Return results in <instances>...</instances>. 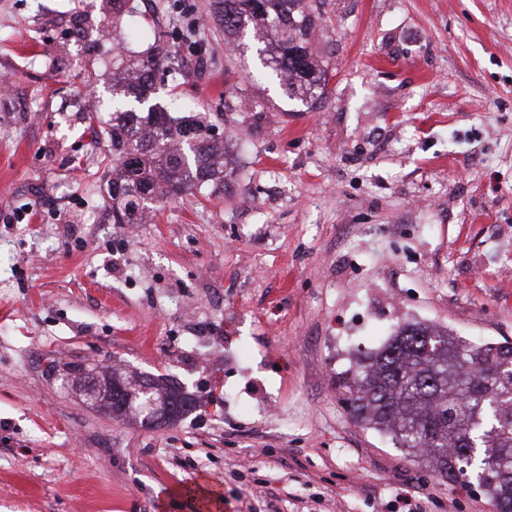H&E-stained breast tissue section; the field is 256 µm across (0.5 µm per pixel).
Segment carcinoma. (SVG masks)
Masks as SVG:
<instances>
[{"mask_svg":"<svg viewBox=\"0 0 512 512\" xmlns=\"http://www.w3.org/2000/svg\"><path fill=\"white\" fill-rule=\"evenodd\" d=\"M213 0L232 42L251 31L263 43L261 64L286 77L289 97L316 101L330 82L313 40L320 18L313 0ZM164 39L138 57L112 55V110L101 132L112 153V223L142 224L159 205L208 188L224 192V138L200 112L174 116L150 102L155 72L171 53ZM341 387L353 416L397 448L437 465L448 481L453 458L476 449L478 488L512 512V345L466 343L448 329L404 324L345 372ZM183 416L188 395L161 388Z\"/></svg>","mask_w":512,"mask_h":512,"instance_id":"cac0c4a2","label":"carcinoma"}]
</instances>
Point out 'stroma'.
<instances>
[{"label": "stroma", "instance_id": "35a3bbf8", "mask_svg": "<svg viewBox=\"0 0 512 512\" xmlns=\"http://www.w3.org/2000/svg\"><path fill=\"white\" fill-rule=\"evenodd\" d=\"M0 0V512H496L355 421L339 380L397 326L512 343V0H325L331 70L288 97L213 0ZM168 34L159 102L228 147L222 196L112 221L113 42ZM163 378L173 424L90 404L72 365Z\"/></svg>", "mask_w": 512, "mask_h": 512}]
</instances>
